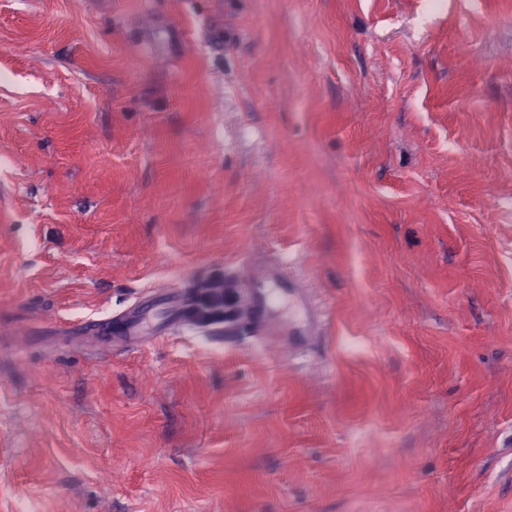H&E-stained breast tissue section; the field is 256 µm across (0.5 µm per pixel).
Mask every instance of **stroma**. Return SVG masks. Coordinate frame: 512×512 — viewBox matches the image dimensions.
Returning a JSON list of instances; mask_svg holds the SVG:
<instances>
[{
	"mask_svg": "<svg viewBox=\"0 0 512 512\" xmlns=\"http://www.w3.org/2000/svg\"><path fill=\"white\" fill-rule=\"evenodd\" d=\"M0 512H512V0H0ZM194 314L208 324L224 321V284L207 288L195 301ZM276 297L273 294H264L258 298L247 300L246 315L253 322L267 327L276 317ZM151 300L148 297L142 304L137 305L133 310L118 316L104 318L95 321L91 328L101 334L112 330L113 336H125L129 339H138L144 335L143 320L147 303Z\"/></svg>",
	"mask_w": 512,
	"mask_h": 512,
	"instance_id": "stroma-1",
	"label": "stroma"
}]
</instances>
